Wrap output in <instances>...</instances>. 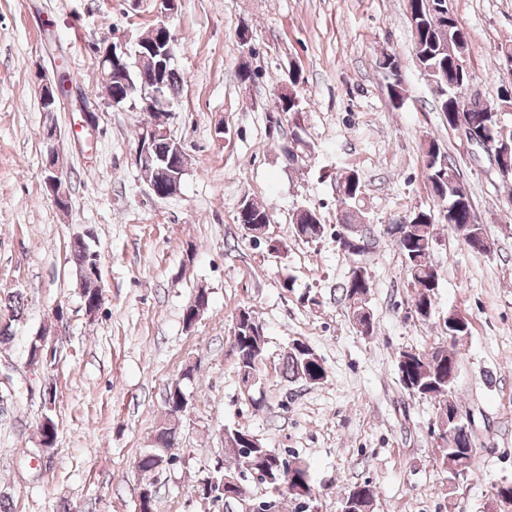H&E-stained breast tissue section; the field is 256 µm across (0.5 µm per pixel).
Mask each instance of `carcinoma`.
Returning a JSON list of instances; mask_svg holds the SVG:
<instances>
[{"label":"carcinoma","mask_w":512,"mask_h":512,"mask_svg":"<svg viewBox=\"0 0 512 512\" xmlns=\"http://www.w3.org/2000/svg\"><path fill=\"white\" fill-rule=\"evenodd\" d=\"M415 57L418 64L434 84L436 109L441 112L448 126H453L456 108L461 105L459 94L473 82L472 73L458 69L454 56L459 50H469L467 31L455 14L451 2L440 0H407ZM376 65L383 70L387 78V91L393 105L401 107L408 97V90L401 78V68L393 69L376 58ZM135 68L128 66L127 74L113 73L112 85L106 87L107 94L126 93L124 81L135 80ZM166 95L174 99L178 97L182 79L173 66L164 70L162 77ZM299 77L292 74L290 86L292 94L281 95L276 99V109L288 115L293 123L291 145L288 156L291 160L299 159L302 152L311 150L305 138L306 131L302 127L304 104L300 93L296 91ZM489 100L482 97L469 100V107L464 113V121L471 131L479 137L487 138L497 147H508L512 150V133L504 131L501 125L502 113L492 111ZM425 158L424 178L431 188L440 209H415L404 218L408 223L402 226L401 235L394 240L396 249L404 259V270L407 287L410 288V307L415 318L421 323H428L436 312L435 298L440 283V271L432 261V253L437 241V230L440 220L447 219L448 226L453 229L455 238L466 248L476 252L488 251V243L483 225L472 222L475 218L471 195L466 192L457 196L456 186L450 182L451 175L458 174L453 157L439 146L434 137L426 135L421 143ZM158 151L166 157L160 172H151L148 178L154 182L168 179L183 180L186 171L185 153L173 145L159 142ZM362 182L357 171L350 170L344 174L337 185V207L341 213L337 224H363L366 212L363 207ZM241 209L247 211L246 224H269V210L252 200L246 199ZM327 227L321 222L311 223L307 214L299 210L293 217L292 232L295 236H304L306 241L320 239ZM91 249L82 237L74 239L70 250L78 277L81 280V297L87 315H94L101 307L102 290L96 287L91 277ZM371 282L363 267L353 268L346 279L339 285V299L346 306L354 324L364 322L360 310L369 306L367 291ZM23 299L18 293L0 295V343L8 342L13 337L14 326L22 317ZM234 354L238 376L242 383L250 378L258 377L262 372L266 336L262 324L253 311L243 307L238 317H232ZM300 340H295L286 353L280 368L283 380L290 383L296 381L316 380L325 375V367L310 360V356L299 348ZM460 369V356L457 349L447 350L436 348L432 354L425 349H411L400 352L397 357L399 380L404 388L412 390L415 396L429 399L436 405V410L444 411L455 407L449 400L451 390L457 380ZM248 433L245 427L224 428V456L232 461L229 470L240 472V482L249 479L275 487L279 497L296 502L295 509L304 512L302 503L309 502L292 492L293 484L301 482L312 484L310 474L299 458L288 453H281L273 448H256L248 457L240 455L231 444L238 436ZM178 430L165 422L156 429L154 446L141 454L137 461L139 471L150 474L169 462L166 451L174 445ZM57 439V425L51 416L43 418L40 425V444L53 448ZM442 446L439 447L441 464L452 477L459 472L471 470L474 457L466 454L464 449L477 447L472 428L458 433L453 438L439 435ZM374 499V487L368 483L356 484L345 491L341 501V509L350 512H370Z\"/></svg>","instance_id":"1"}]
</instances>
